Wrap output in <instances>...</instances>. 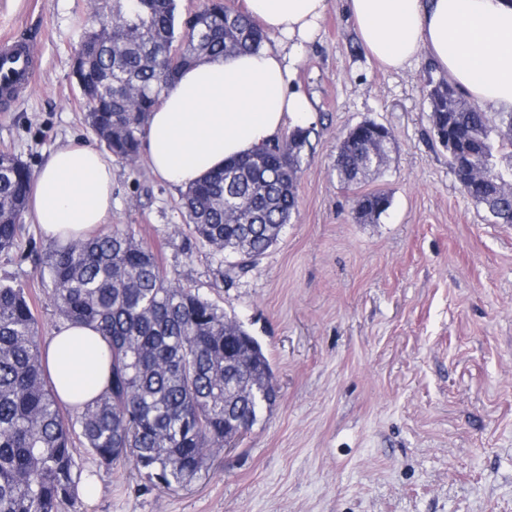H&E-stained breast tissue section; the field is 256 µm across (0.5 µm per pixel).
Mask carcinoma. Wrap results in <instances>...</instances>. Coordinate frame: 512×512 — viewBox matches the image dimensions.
Listing matches in <instances>:
<instances>
[{"label": "carcinoma", "mask_w": 512, "mask_h": 512, "mask_svg": "<svg viewBox=\"0 0 512 512\" xmlns=\"http://www.w3.org/2000/svg\"><path fill=\"white\" fill-rule=\"evenodd\" d=\"M112 12L81 21L72 70L84 120L101 149L133 164L146 119L172 80L152 61L179 50L185 68L259 49L268 34L223 0L181 18L175 0H113ZM427 98L434 136L459 153L448 164L459 186L497 224H512V112L490 115L446 80ZM310 130L234 159L183 193L188 226L246 273L279 240L297 203L296 181ZM337 145L339 182L356 187L385 165L392 134L360 126ZM32 171L0 150V253L19 247ZM384 190L357 196L355 219L376 222ZM59 323L102 336L107 389L83 407L58 397L41 350L35 302L20 283H0V512H80L76 449L105 464L127 463L158 486L184 485L216 448L272 411L276 384L260 342L199 289L172 283L132 231L114 224L65 245L50 242L40 269Z\"/></svg>", "instance_id": "carcinoma-1"}]
</instances>
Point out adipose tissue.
Here are the masks:
<instances>
[{
	"label": "adipose tissue",
	"mask_w": 512,
	"mask_h": 512,
	"mask_svg": "<svg viewBox=\"0 0 512 512\" xmlns=\"http://www.w3.org/2000/svg\"><path fill=\"white\" fill-rule=\"evenodd\" d=\"M327 0H245L276 37L273 49L219 56L183 70L146 121L152 172L187 188L225 162L258 151L310 111L292 85L289 51L313 39ZM367 51L386 69L427 57L469 98L512 111V0H347ZM65 241L109 224L112 160L89 144L63 145L34 173L26 212ZM105 343L91 327L61 326L43 352L59 398L79 406L105 388Z\"/></svg>",
	"instance_id": "1"
}]
</instances>
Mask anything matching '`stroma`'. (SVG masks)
<instances>
[{
  "mask_svg": "<svg viewBox=\"0 0 512 512\" xmlns=\"http://www.w3.org/2000/svg\"><path fill=\"white\" fill-rule=\"evenodd\" d=\"M88 0H0V37L32 39L35 83L0 102V149L38 169L67 143H92L71 71ZM312 133L298 208L247 274L195 238L180 189L147 159L112 163V223L130 226L167 277L207 295L267 354L279 398L234 448L183 487L144 485L132 467L85 450L97 486L82 512H512V224H493L456 183L428 119L426 58L388 71L367 55L344 0H329L296 53ZM372 120L393 136L365 183L392 204L354 218L357 190L332 166L340 137ZM25 224L0 254V280L38 297L42 337L57 328Z\"/></svg>",
  "mask_w": 512,
  "mask_h": 512,
  "instance_id": "1",
  "label": "stroma"
}]
</instances>
